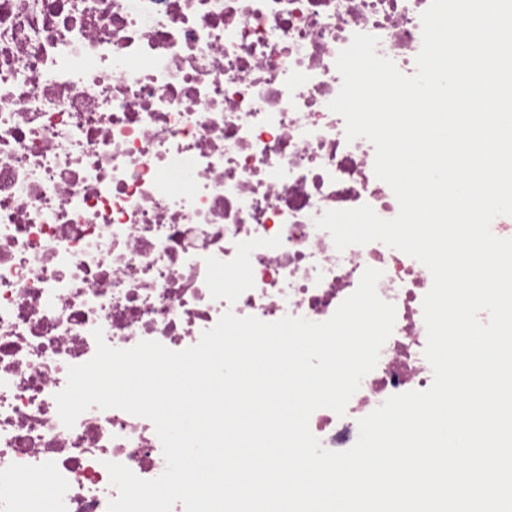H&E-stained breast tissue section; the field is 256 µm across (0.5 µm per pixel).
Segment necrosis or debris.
<instances>
[{"label": "necrosis or debris", "mask_w": 512, "mask_h": 512, "mask_svg": "<svg viewBox=\"0 0 512 512\" xmlns=\"http://www.w3.org/2000/svg\"><path fill=\"white\" fill-rule=\"evenodd\" d=\"M431 0H0V512H107L106 462L165 469L153 423L55 395L96 353L180 351L225 312L328 320L381 270L393 333L344 416L310 430L344 451L390 396L428 389L418 260L337 251L325 211L398 202L375 150L330 110L354 34L416 71Z\"/></svg>", "instance_id": "obj_1"}]
</instances>
